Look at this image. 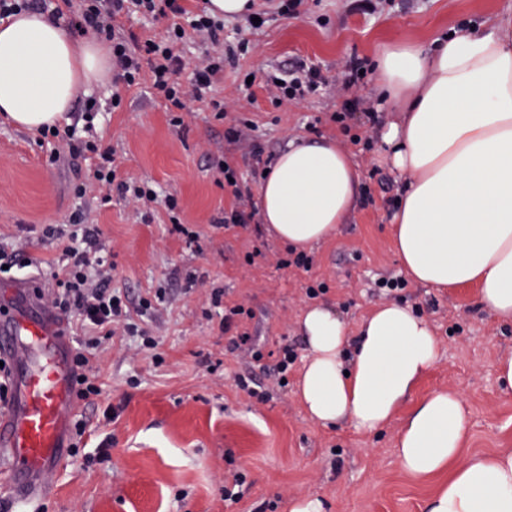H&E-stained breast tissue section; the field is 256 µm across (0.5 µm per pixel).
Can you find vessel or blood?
Segmentation results:
<instances>
[{"instance_id":"b4317fda","label":"vessel or blood","mask_w":512,"mask_h":512,"mask_svg":"<svg viewBox=\"0 0 512 512\" xmlns=\"http://www.w3.org/2000/svg\"><path fill=\"white\" fill-rule=\"evenodd\" d=\"M12 295L20 303L0 319V359L15 362L12 399L0 412V493L25 505L52 492L77 406L67 320L22 290Z\"/></svg>"}]
</instances>
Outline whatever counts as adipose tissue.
I'll return each mask as SVG.
<instances>
[{
	"label": "adipose tissue",
	"mask_w": 512,
	"mask_h": 512,
	"mask_svg": "<svg viewBox=\"0 0 512 512\" xmlns=\"http://www.w3.org/2000/svg\"><path fill=\"white\" fill-rule=\"evenodd\" d=\"M375 97L398 120L379 147L405 185L393 214L407 274L435 288L474 284L483 307L512 322V15L454 29L432 47L401 37L373 62ZM96 40L77 45L62 19L23 13L0 21V112L33 130L65 120L85 88L111 73ZM358 170L336 140L291 142L259 188L263 223L282 245L327 240L353 213ZM309 348L297 398L321 426L381 430L439 357L432 327L410 307L375 309L350 337L329 306L299 321ZM465 405L445 389L420 400L396 447L418 478L449 472L430 512H512V449L464 458Z\"/></svg>",
	"instance_id": "ef3b65f1"
}]
</instances>
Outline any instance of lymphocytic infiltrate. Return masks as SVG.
<instances>
[{"label":"lymphocytic infiltrate","instance_id":"obj_1","mask_svg":"<svg viewBox=\"0 0 512 512\" xmlns=\"http://www.w3.org/2000/svg\"><path fill=\"white\" fill-rule=\"evenodd\" d=\"M68 4L73 7L69 17L77 33L91 30L112 44V84L118 89L112 97L113 106L122 102L121 89L138 85L146 70L153 95L168 107L184 109L189 96H201L236 60L234 51L219 50L224 43L223 20L203 11L190 12L186 0H61L57 6L52 0H0V18L22 10L47 12L59 18ZM133 13L187 18L191 29L218 51L207 54L199 66H189L178 50L183 37L176 27H169L160 39L143 41L118 24L119 18ZM188 69L193 77L186 84L181 76ZM70 221V226L50 224L43 231L44 236L64 242L67 257L53 273L56 287L49 302L85 332L84 348L74 354V372L77 395L86 400L100 393L94 351L102 340L111 338L119 327L128 335L140 334L129 320L130 299L111 287L112 267L99 254V229L84 223L78 213Z\"/></svg>","mask_w":512,"mask_h":512}]
</instances>
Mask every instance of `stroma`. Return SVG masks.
Returning a JSON list of instances; mask_svg holds the SVG:
<instances>
[{
    "mask_svg": "<svg viewBox=\"0 0 512 512\" xmlns=\"http://www.w3.org/2000/svg\"><path fill=\"white\" fill-rule=\"evenodd\" d=\"M360 2L306 0L299 15L276 17L256 31L245 17L225 20V47L245 40L249 49L182 112H169L145 82L123 91L121 107L113 108L108 77L75 100L68 123L79 138L113 150L118 179L177 198L174 212L155 208L148 222L119 192L106 200L95 191L78 197L74 186L89 177L87 162L50 164L56 138L0 116V241L15 245L26 263L0 277V299L20 281L53 287L63 246L43 229L81 210L101 230L113 288L132 302L155 303L152 314L136 319L155 337L154 349L139 350L135 338L122 335L98 349L101 393L77 407L95 428L68 455L43 512H289L291 501L310 496L322 499L325 512H429L448 475H408L395 442L412 403L442 388L466 404L464 456L512 448V394L496 377L498 361L512 357V323L481 306L476 286L433 288L407 279L389 222L402 178L380 160L377 127L363 114L343 125L332 119L346 101L373 97L374 73L347 83L348 61L371 62L383 43L399 37L432 45L462 23L511 14L512 0H381L374 12ZM302 63L318 67L325 84L303 100L277 101L267 78ZM216 101L226 106L224 118L215 116ZM242 121L253 125L248 138L227 141V129ZM312 135L333 137L350 155L361 198L347 223L308 248L310 268L285 267L288 251L267 231L225 225L220 217L241 201L257 206L254 147L267 161L288 140ZM220 157L235 169L237 187L225 183L215 164ZM384 278L397 287L381 286ZM311 286L317 298L308 296ZM159 288L166 291L161 301ZM217 288L224 292L219 308L211 305ZM314 300L333 307L352 330L391 301L410 305L435 329L440 358L385 429L324 428L296 400L307 357L298 323ZM238 305L244 315L224 328L225 310ZM242 332L249 343L233 347ZM285 346L294 359L281 386L271 367ZM257 351L263 361H255ZM249 376L262 397L240 386ZM108 407L115 413L109 423ZM238 474L245 478L241 497L226 500Z\"/></svg>",
    "mask_w": 512,
    "mask_h": 512,
    "instance_id": "1",
    "label": "stroma"
}]
</instances>
